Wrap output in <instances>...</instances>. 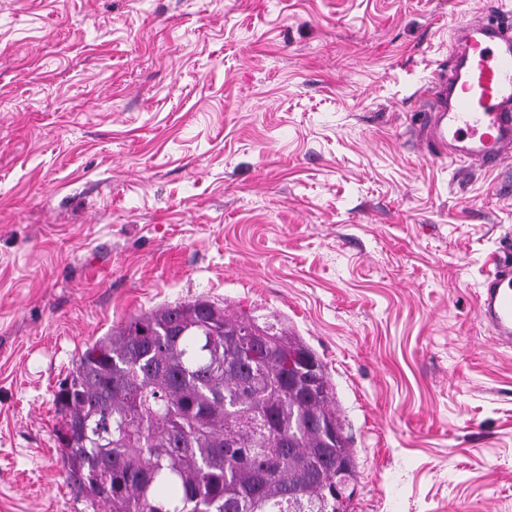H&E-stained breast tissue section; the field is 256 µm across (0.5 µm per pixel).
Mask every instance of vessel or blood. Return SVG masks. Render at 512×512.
Listing matches in <instances>:
<instances>
[{
	"label": "vessel or blood",
	"mask_w": 512,
	"mask_h": 512,
	"mask_svg": "<svg viewBox=\"0 0 512 512\" xmlns=\"http://www.w3.org/2000/svg\"><path fill=\"white\" fill-rule=\"evenodd\" d=\"M423 133L438 157L495 169L512 151V23L479 19L459 26L448 73L439 82ZM477 314L512 343V265L488 273Z\"/></svg>",
	"instance_id": "b4317fda"
}]
</instances>
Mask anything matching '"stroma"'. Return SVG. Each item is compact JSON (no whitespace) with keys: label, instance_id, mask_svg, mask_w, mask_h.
Listing matches in <instances>:
<instances>
[{"label":"stroma","instance_id":"1","mask_svg":"<svg viewBox=\"0 0 512 512\" xmlns=\"http://www.w3.org/2000/svg\"><path fill=\"white\" fill-rule=\"evenodd\" d=\"M493 0H0V512H92L55 394L129 317L202 296L323 361L348 512H512V154L422 135ZM477 314L503 343H512V265L496 262L487 274Z\"/></svg>","mask_w":512,"mask_h":512}]
</instances>
